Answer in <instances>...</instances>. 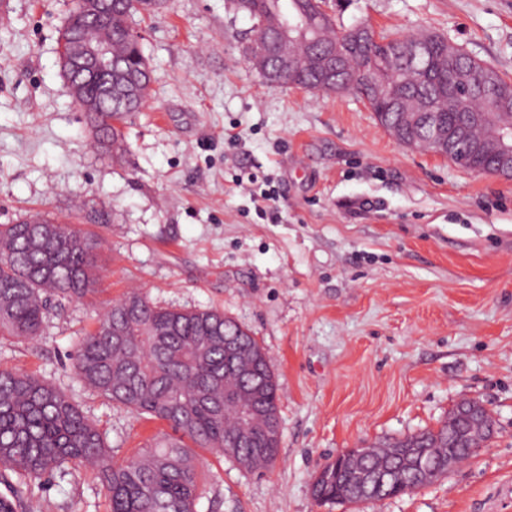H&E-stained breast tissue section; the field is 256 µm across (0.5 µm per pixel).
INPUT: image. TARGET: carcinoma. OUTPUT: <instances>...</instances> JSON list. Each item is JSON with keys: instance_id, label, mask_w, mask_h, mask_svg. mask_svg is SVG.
<instances>
[{"instance_id": "carcinoma-1", "label": "carcinoma", "mask_w": 512, "mask_h": 512, "mask_svg": "<svg viewBox=\"0 0 512 512\" xmlns=\"http://www.w3.org/2000/svg\"><path fill=\"white\" fill-rule=\"evenodd\" d=\"M275 2L233 0L235 9L256 21L254 40L267 43L254 63L266 81L298 84L309 90L366 93L376 120L406 147L433 148L436 133H461L474 148L468 169L495 173L494 160L482 153L490 135L512 134V100L492 107L476 88L484 75L498 84L501 73L448 47L435 32L388 38L372 32L358 38L336 27L324 9L326 0H288V12L303 15L315 27L303 37L298 70L275 72ZM167 0H97L87 13L74 6L60 38L61 74L73 101L88 112L92 143L114 159L122 156L123 133L117 124L147 101L152 80L143 47L127 31L134 13L154 14ZM112 46V96L123 102L106 111L101 79L69 69L71 37ZM338 50L341 66L322 71L326 54ZM418 113L407 124L393 101ZM99 240L73 224L28 218L0 224V335L36 339L50 299L81 300L100 278ZM245 352L244 368L229 370L224 342ZM75 367L80 381L105 400L164 422L150 445L121 463L112 461L106 438L59 390L19 370H0V483L10 477L41 479L70 464L87 466L106 491L109 512H198L206 472L195 449L213 451L237 465L251 460L250 472L268 469L280 447L278 388L257 339L223 313L178 310L154 305L138 292L112 304L97 327L78 341ZM236 378L244 395L265 419V427L242 433L238 406L224 397V380ZM459 408L436 429H426L373 446L338 465L325 464L312 481L322 503L358 504L401 495L446 475L448 456L463 464L478 444L462 435ZM233 449V453L226 449ZM366 471L395 473L372 496L357 491ZM18 491L0 495V512H24Z\"/></svg>"}]
</instances>
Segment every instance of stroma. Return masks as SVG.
I'll return each mask as SVG.
<instances>
[{"mask_svg":"<svg viewBox=\"0 0 512 512\" xmlns=\"http://www.w3.org/2000/svg\"><path fill=\"white\" fill-rule=\"evenodd\" d=\"M0 26V224L45 215L97 233L96 293L51 305L41 336L0 338V369L62 391L122 462L160 431L80 382L74 353L109 305L138 291L224 312L250 329L278 384L281 442L257 475L203 450L199 512H512V178L399 144L351 94L265 82L254 22L229 0H170L133 18L151 97L126 154L91 146L60 75L73 0H6ZM337 24L435 31L512 78V0H329ZM239 140L225 141L227 130ZM273 183L274 203L251 194ZM478 399L498 433L434 483L321 503L315 472L349 448L438 427ZM40 512H107L95 476L30 485Z\"/></svg>","mask_w":512,"mask_h":512,"instance_id":"1","label":"stroma"}]
</instances>
